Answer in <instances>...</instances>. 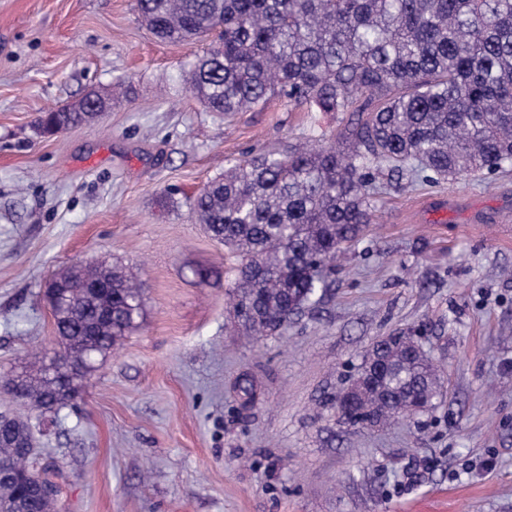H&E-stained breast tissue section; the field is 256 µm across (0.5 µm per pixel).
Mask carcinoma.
Listing matches in <instances>:
<instances>
[{
  "instance_id": "1",
  "label": "carcinoma",
  "mask_w": 512,
  "mask_h": 512,
  "mask_svg": "<svg viewBox=\"0 0 512 512\" xmlns=\"http://www.w3.org/2000/svg\"><path fill=\"white\" fill-rule=\"evenodd\" d=\"M158 39L214 35L190 71L209 112L229 115L277 96L309 112L369 116L312 148L241 160L191 200L190 218L235 258L233 310L246 336L280 334L331 288L336 259L372 222L376 179L405 173L461 180L512 166V0H138ZM50 120L87 122L61 108ZM53 359L13 379L30 408L56 421L77 394L73 368L118 347L140 326L142 297L122 272L76 266L55 277ZM393 374L341 415L359 425L394 416L376 402L442 388L443 371L405 339L377 343ZM30 423L0 412V512H56L33 497Z\"/></svg>"
}]
</instances>
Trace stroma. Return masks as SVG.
<instances>
[{"label": "stroma", "instance_id": "35a3bbf8", "mask_svg": "<svg viewBox=\"0 0 512 512\" xmlns=\"http://www.w3.org/2000/svg\"><path fill=\"white\" fill-rule=\"evenodd\" d=\"M207 47L158 40L136 0H0V410L27 415L5 383L57 347L55 274L107 262L144 299L141 327L36 434L59 512H512V167L380 183L331 291L254 344L189 200L351 116L277 97L204 111L187 79ZM93 88L111 112L39 130ZM400 331L421 333L440 396L385 428L344 424L332 397Z\"/></svg>", "mask_w": 512, "mask_h": 512}]
</instances>
